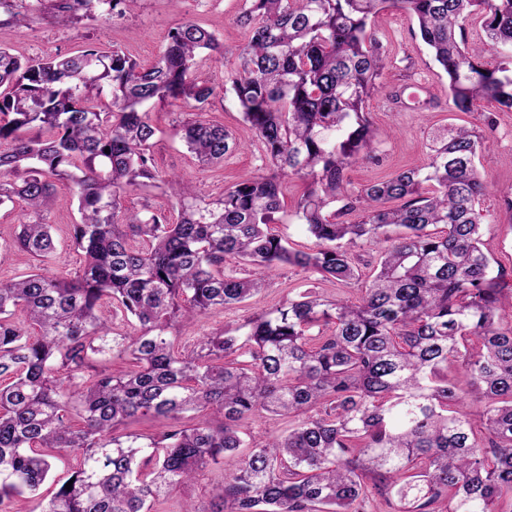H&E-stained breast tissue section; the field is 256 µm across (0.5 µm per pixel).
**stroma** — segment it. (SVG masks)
<instances>
[{
    "instance_id": "35a3bbf8",
    "label": "stroma",
    "mask_w": 512,
    "mask_h": 512,
    "mask_svg": "<svg viewBox=\"0 0 512 512\" xmlns=\"http://www.w3.org/2000/svg\"><path fill=\"white\" fill-rule=\"evenodd\" d=\"M244 0H139L137 6L121 16L100 14L79 18L70 26L58 24L50 0H28L34 21L25 30L0 25V46L25 58L73 54L86 48L126 50L138 63L148 65L161 52L169 30L191 20L219 34L225 44L245 42L246 32L237 23ZM372 31L387 50L382 85L368 100L366 110L377 133V149L348 171L352 189L390 176L404 168H419L428 156L430 126L463 124L474 128L486 149L478 164L481 177L492 187L480 203L483 214V241L491 257L512 268V111L495 102L483 101L474 111H453L448 102V78L434 61L420 38L417 24L408 15L387 10L376 16ZM237 61L227 57L200 68L199 78L210 82L215 94L205 108V116L233 131L240 143L226 156L223 166L203 168L187 152L175 133L179 121L186 119L187 107H156L152 118L157 125L154 157L160 170L176 172L191 182L204 197H219L225 188L262 169L264 162L252 131L242 119L240 108L228 86L226 76L235 73ZM306 189L304 181L288 183L283 204L275 216L276 234L296 244L314 247L315 240L296 216L297 202ZM22 206L0 210V280L9 281L30 271L34 261L26 254L6 249L18 224L26 221ZM332 295L343 292L359 299L360 283L339 288L318 276L295 267L275 272L264 290L241 305L217 308L177 329L180 350L190 351L200 338L216 327L235 328L305 289Z\"/></svg>"
}]
</instances>
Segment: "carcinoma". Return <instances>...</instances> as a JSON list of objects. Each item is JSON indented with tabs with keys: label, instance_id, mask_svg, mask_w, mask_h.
<instances>
[{
	"label": "carcinoma",
	"instance_id": "obj_1",
	"mask_svg": "<svg viewBox=\"0 0 512 512\" xmlns=\"http://www.w3.org/2000/svg\"><path fill=\"white\" fill-rule=\"evenodd\" d=\"M23 2L0 0L19 28L32 22ZM136 3L57 0L55 10L72 23ZM388 9L416 20L453 109L488 100L512 111V54L489 68L457 38L477 20L492 46L512 50V0H245V43L185 21L148 67L120 48L46 59L0 48V208L20 202L35 216L7 247L38 262L0 281V512H152L241 448L210 507L179 512H371L377 494L395 512H512V270L493 268L482 242L483 139L437 128L424 167L347 189L348 169L376 149L365 102L385 50L368 28ZM226 54L240 60L230 89L275 173L206 199L155 166L150 109L194 103L177 133L198 163L224 164L238 143L202 113L214 87L194 71ZM294 177L308 182L297 213L309 251L270 227ZM58 181L80 215L68 226L83 257L71 280L46 273ZM159 183L175 218L123 207ZM359 241L377 258H358ZM227 257L254 274L225 270ZM284 266L339 284L363 266L370 274L357 302L306 289L240 334L216 328L191 353L176 350L179 324L245 302ZM104 300L129 332L99 315ZM97 355H124L133 369L89 375ZM262 414L294 425L256 438L244 424ZM140 422L156 430L123 432ZM69 453L77 467L55 475Z\"/></svg>",
	"mask_w": 512,
	"mask_h": 512
}]
</instances>
